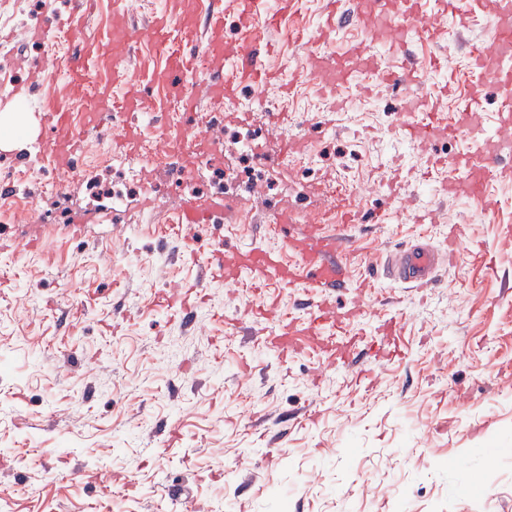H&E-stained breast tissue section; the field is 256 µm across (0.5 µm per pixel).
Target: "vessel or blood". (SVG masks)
<instances>
[{
    "label": "vessel or blood",
    "instance_id": "obj_1",
    "mask_svg": "<svg viewBox=\"0 0 512 512\" xmlns=\"http://www.w3.org/2000/svg\"><path fill=\"white\" fill-rule=\"evenodd\" d=\"M351 21L360 32L359 40L348 43L336 54L325 56L323 45L336 34L334 25L320 26L309 42L312 60L309 82L318 89L337 93L352 91L364 93L366 77L396 86H406L418 78L413 57L404 54V47L414 40H434L440 37L438 12L445 11L456 27H467L477 13L491 17L494 40L488 48L473 54L468 63L472 75L466 97L454 113L439 111L431 106L409 113L402 129L404 138L421 151L445 136L466 131L470 141L460 153L440 184L449 197L484 202L488 209H496L497 201L490 188L495 179L504 177L501 164L505 154L512 152V0H469L460 6L458 0H435L434 8H426L424 0H352ZM130 6L129 0H113L117 15L111 30L97 34L93 43L81 50L54 60L52 72L62 73L72 87L86 90L89 101L90 123L104 134H111L117 117L141 112L145 99L137 91H126L116 96L118 87L128 81L127 50L140 37H149L162 58L161 63H145L142 78L146 83L159 84L168 91L180 111L193 112L191 101L185 97L188 85L197 83L203 75L215 77L213 100L217 107L235 103L236 90L248 84L258 91L256 100L265 103L262 89L269 78L265 51L256 48L261 33L279 20L280 11H272L266 0H242L248 16L249 39L240 43L224 38V8L222 0H205L207 44L203 53L187 51L186 46L197 26L196 16L183 19L173 26L169 13L156 15L145 32L129 29L123 22ZM384 35L389 49L399 51L400 61L394 68L381 65L377 53L366 47L365 41ZM495 88L501 100L497 115V134L487 136L481 126L479 107L487 88ZM52 116L50 151L59 167H67L78 144L71 130V113L65 99H56L49 107ZM232 202L201 203L190 199L184 204L181 221L185 224H204L215 212L232 211ZM337 216L332 224H297L280 211L274 214L272 228L283 242L282 250L237 246L232 256H225L223 248L194 246L191 258H202L215 277L236 285L250 281L258 287L276 285L282 288L304 287L316 297L303 322L280 314L279 333L271 344L280 354L298 350L299 337L312 334L338 321L333 303L334 294L347 286V272L339 258L346 240L347 225L358 223L359 212L347 201H339ZM459 244L456 227L448 229V249L440 251L428 244H414L388 253L383 270L389 280L424 287L433 282L446 255L456 254Z\"/></svg>",
    "mask_w": 512,
    "mask_h": 512
}]
</instances>
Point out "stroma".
<instances>
[{
  "label": "stroma",
  "instance_id": "stroma-1",
  "mask_svg": "<svg viewBox=\"0 0 512 512\" xmlns=\"http://www.w3.org/2000/svg\"><path fill=\"white\" fill-rule=\"evenodd\" d=\"M326 0H300L271 34L270 67L292 81L293 95L266 90L258 107L251 88L235 104L216 108L208 87L190 92L196 123L184 139L204 132L198 166L178 177L141 159L144 141L169 131L171 106L149 88L151 115L132 119L139 140L129 151L134 170L101 165L111 138L84 123L86 98L65 81H33L15 66L61 57L67 43L29 40L41 24L58 28L70 0H0V113L21 107L30 128L0 149V172L34 169L27 199L0 223V512H512V179L497 180L500 206L442 203L422 174L421 152L397 140L406 97L423 92L444 112L467 91L465 54L487 47L488 18L475 20L465 43H416L420 88L372 81L333 123L321 117L333 101L315 94L305 72L308 55L295 29L313 30ZM73 102L81 150L60 170L40 143L49 137L44 105ZM286 105V133L271 129L268 107ZM260 131L256 164L262 184L230 193L231 215L197 226L204 246L279 249L267 230L270 214L288 210L296 223H324L333 199L353 198L363 217L350 225L347 261L353 285L340 300L357 309L347 334L377 340L384 319L402 326L399 353L357 379L348 364L325 362L317 343L282 357L262 339L275 318L253 319L256 342H241L236 324L269 297L280 311L305 316L303 288L258 292L208 280L188 312L162 306L163 297L194 285L196 267L179 262L183 237L173 226L184 199L205 202L214 171L236 164L234 136ZM296 140L283 160L281 139ZM123 179L133 190L124 208L104 215L89 186ZM372 186L360 199L358 187ZM390 209L384 224L371 211ZM432 210L444 223L421 224ZM81 233L71 236L69 225ZM461 225L457 264L432 287L417 290L387 280L386 252L428 239L443 244ZM371 280L363 293L356 281Z\"/></svg>",
  "mask_w": 512,
  "mask_h": 512
}]
</instances>
